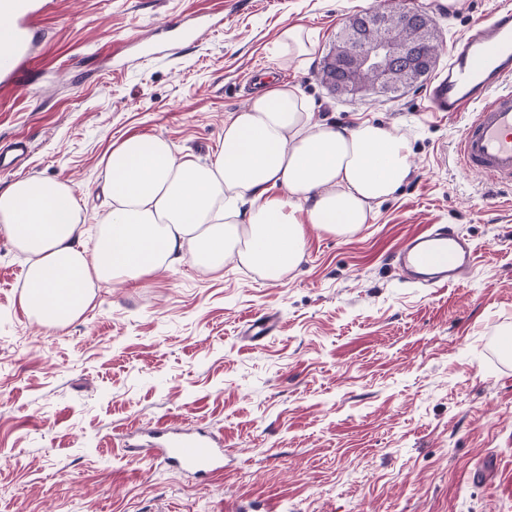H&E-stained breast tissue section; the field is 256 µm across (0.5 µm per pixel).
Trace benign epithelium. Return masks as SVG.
<instances>
[{
  "label": "benign epithelium",
  "instance_id": "7a95c632",
  "mask_svg": "<svg viewBox=\"0 0 512 512\" xmlns=\"http://www.w3.org/2000/svg\"><path fill=\"white\" fill-rule=\"evenodd\" d=\"M429 29L428 17L416 9L371 10L347 24L340 45L326 58L329 87L350 95H367L380 88L417 82L432 68L437 43L428 33L429 50L406 41L399 31Z\"/></svg>",
  "mask_w": 512,
  "mask_h": 512
}]
</instances>
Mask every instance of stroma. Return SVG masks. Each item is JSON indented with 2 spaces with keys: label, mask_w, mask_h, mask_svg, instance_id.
<instances>
[{
  "label": "stroma",
  "mask_w": 512,
  "mask_h": 512,
  "mask_svg": "<svg viewBox=\"0 0 512 512\" xmlns=\"http://www.w3.org/2000/svg\"><path fill=\"white\" fill-rule=\"evenodd\" d=\"M393 0H55L35 58L0 91V143L20 170L65 183L93 250L111 209L105 163L130 135L211 162L255 76L296 86L316 119L381 123L413 146L409 180L338 235L309 228L277 280L237 258L182 261L140 286L101 284L75 320L37 323L20 295L27 259L0 231V512H512V187L466 172L469 113L434 112L435 73L397 99L336 96L323 60L350 16ZM453 41L506 0H401ZM197 29L178 37L180 25ZM292 25L306 64L279 42ZM475 248L461 284L407 279L392 258L427 226ZM277 315L255 341L256 314ZM148 422L224 438L203 484L127 452ZM284 40L288 41V47L292 48L296 56L300 57L302 61L307 60V57L312 53L314 42L308 34H304L301 26H290L286 28L283 33Z\"/></svg>",
  "instance_id": "35a3bbf8"
}]
</instances>
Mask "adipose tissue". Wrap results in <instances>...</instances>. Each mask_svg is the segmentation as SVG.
<instances>
[{"mask_svg":"<svg viewBox=\"0 0 512 512\" xmlns=\"http://www.w3.org/2000/svg\"><path fill=\"white\" fill-rule=\"evenodd\" d=\"M411 172L404 137L315 119L298 88L270 82L225 119L211 164L175 161L158 136L115 146L105 169L112 212L93 255L82 248L80 205L57 180L0 190V230L30 257L23 307L56 327L83 312L94 282H140L186 250L213 272L235 255L279 279L302 260L306 225L350 233Z\"/></svg>","mask_w":512,"mask_h":512,"instance_id":"ef3b65f1","label":"adipose tissue"}]
</instances>
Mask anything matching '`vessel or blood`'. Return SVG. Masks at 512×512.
Masks as SVG:
<instances>
[{"label":"vessel or blood","mask_w":512,"mask_h":512,"mask_svg":"<svg viewBox=\"0 0 512 512\" xmlns=\"http://www.w3.org/2000/svg\"><path fill=\"white\" fill-rule=\"evenodd\" d=\"M49 0H0L5 36L13 48L0 60V86H9L31 57L34 26ZM512 8L501 7L476 23L451 47L448 65L429 93L435 112L474 111L466 124L459 151L468 172L512 185ZM404 270L425 276L428 285L458 284L472 272L473 252L452 225L412 236L397 250ZM148 442L135 445L144 459L162 454L174 469L204 476L224 470V448L202 430L178 427L147 430Z\"/></svg>","instance_id":"obj_1"}]
</instances>
